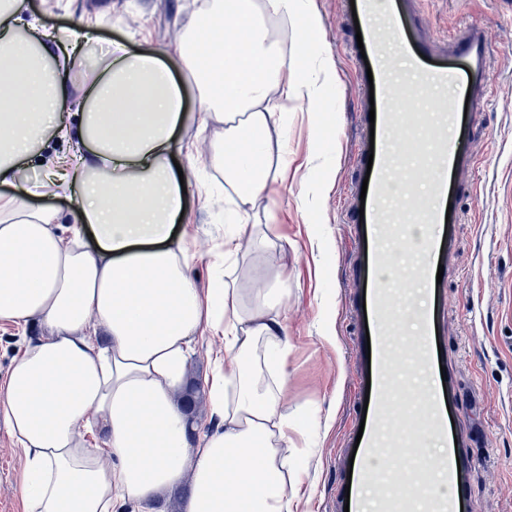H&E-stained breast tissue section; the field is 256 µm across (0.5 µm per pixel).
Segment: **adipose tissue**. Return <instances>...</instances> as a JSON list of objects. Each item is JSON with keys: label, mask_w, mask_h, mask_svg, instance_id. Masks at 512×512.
<instances>
[{"label": "adipose tissue", "mask_w": 512, "mask_h": 512, "mask_svg": "<svg viewBox=\"0 0 512 512\" xmlns=\"http://www.w3.org/2000/svg\"><path fill=\"white\" fill-rule=\"evenodd\" d=\"M23 7L0 0V185L14 183L44 138L73 143L54 158L52 183L72 202L71 227L55 208L32 205L38 185L0 194V321L43 329L0 385V417L25 455L24 512H121L130 500L164 512L165 494L185 481L183 512H288L281 291L259 281L243 296L224 266L268 243L244 206L288 169L272 130L290 104L330 107L323 88L288 69L266 21H300L306 60L318 64L319 14L305 0H206L161 54H127L94 75L75 102L83 123L74 135L56 46L94 33L84 22L46 34L23 22ZM187 84L224 123L209 160L243 206L204 291L186 273L182 186L169 161ZM208 336L224 353L205 378L216 422L202 429L178 395ZM100 434L104 447L91 446Z\"/></svg>", "instance_id": "obj_1"}]
</instances>
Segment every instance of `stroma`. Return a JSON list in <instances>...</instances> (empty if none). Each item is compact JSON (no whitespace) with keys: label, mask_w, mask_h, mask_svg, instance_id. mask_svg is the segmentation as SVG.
I'll list each match as a JSON object with an SVG mask.
<instances>
[{"label":"stroma","mask_w":512,"mask_h":512,"mask_svg":"<svg viewBox=\"0 0 512 512\" xmlns=\"http://www.w3.org/2000/svg\"><path fill=\"white\" fill-rule=\"evenodd\" d=\"M199 0H24L23 20L38 19L47 31L92 20L96 40L87 55L72 57L62 45L59 58L71 61V97L88 88L91 77L110 63L115 47L134 54L172 43ZM322 21L323 56L338 79L326 86L333 107L321 115L322 145L310 137L312 115L289 111L286 125L290 164L284 182L267 198L248 204L256 224L267 209L277 221L266 224L273 249L239 258L229 272L240 287L280 278L288 336V382L281 411L302 475L291 498V512H342L357 426L372 361L367 356L368 326L360 319L374 265L368 243L372 224L356 223L364 169L358 159L370 149V87L355 54L354 18L346 0H313ZM398 26L417 23L432 45V64L459 67L448 33L467 22L487 31L485 66L494 80L491 93L476 94L452 126L465 164L448 176L453 223L432 227L444 254L427 265H443L441 283L427 286V309L439 321L437 397L447 407L450 449L460 465L450 491L455 512H512V0H413L412 14L398 13ZM188 120L175 132L183 151L181 168H200L207 150L198 135L201 103L187 91ZM232 204L185 193L184 224L195 254L187 269L197 288L211 280V255L220 249L232 223ZM220 340L197 343L188 367L196 415L208 427L210 415L203 377ZM24 454L0 420V512H22L19 476Z\"/></svg>","instance_id":"stroma-1"}]
</instances>
